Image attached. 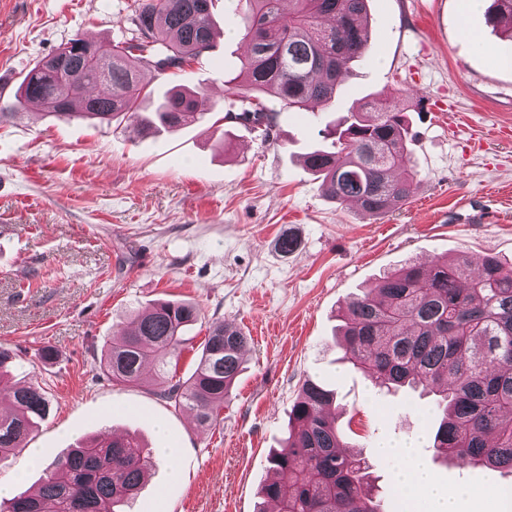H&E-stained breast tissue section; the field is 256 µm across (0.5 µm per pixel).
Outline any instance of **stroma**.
<instances>
[{"label":"stroma","mask_w":512,"mask_h":512,"mask_svg":"<svg viewBox=\"0 0 512 512\" xmlns=\"http://www.w3.org/2000/svg\"><path fill=\"white\" fill-rule=\"evenodd\" d=\"M131 2L0 0V102H13L28 71L70 39L130 37ZM462 4L369 0L371 39L335 103L278 108L266 142L225 120L219 95L203 119L155 138L28 106L0 123V347L16 356L12 382L51 399L23 446L0 459V482L36 489L78 442L113 431L137 438L153 461L131 512H255L274 475L269 453L313 380L335 393L343 438L369 464L383 512H406L395 483L402 462L381 453L385 444L417 442L448 487H512L499 471L435 459L430 396L374 387L342 361L336 338L342 306L406 261L466 251L512 264V37L488 22L492 0L468 14ZM231 7L215 0L220 35L188 85L239 72L247 48ZM377 92L418 107V187L401 209L369 217L328 200L300 158ZM286 235L298 242L287 255ZM158 300L201 311L182 336L178 376L192 373L211 323L248 338L210 430L159 397L155 366L134 386L98 367L134 312ZM46 345L53 360L41 357ZM163 446L178 458L160 455Z\"/></svg>","instance_id":"1"}]
</instances>
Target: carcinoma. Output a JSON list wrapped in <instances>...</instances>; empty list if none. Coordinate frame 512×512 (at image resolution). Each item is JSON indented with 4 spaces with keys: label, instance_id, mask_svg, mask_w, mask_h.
Listing matches in <instances>:
<instances>
[{
    "label": "carcinoma",
    "instance_id": "obj_1",
    "mask_svg": "<svg viewBox=\"0 0 512 512\" xmlns=\"http://www.w3.org/2000/svg\"><path fill=\"white\" fill-rule=\"evenodd\" d=\"M214 0H132L131 38L112 46L71 39L26 75L5 109L37 101L58 119L99 123L117 119L144 135L196 122L202 89L177 84L141 110L143 75H163L176 61L191 65L212 47ZM245 0L234 10L247 46L240 73L224 81L239 122L268 140L271 103L303 112L332 102L344 84L346 65L364 56L370 38L367 0ZM488 20L512 37V0H493ZM88 102L80 112L74 105ZM331 146L308 152L306 167L327 197L351 201L369 216L405 205L418 181L412 159L408 110L382 93L368 108L349 112L329 131ZM189 301H157L138 313L129 331L112 337L99 368L113 383L135 385L145 368L162 365L157 394L186 408L202 428L215 424L240 372L247 337L215 322L208 328L197 366L185 380L168 367L178 363L182 334L199 320ZM339 346L345 360L387 391L406 386L437 396L433 448L437 456L466 458L512 474V270L493 255L461 253L409 262L352 298L342 311ZM14 356L0 348V458L18 448L50 400L35 385L10 383ZM334 394L307 381L288 416V437L269 456L274 478L262 486L256 512L280 502L279 512H381L364 458L342 451ZM151 460L129 437H104L75 448L55 462L37 492L11 500L8 512H125Z\"/></svg>",
    "mask_w": 512,
    "mask_h": 512
}]
</instances>
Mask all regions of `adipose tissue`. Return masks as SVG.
<instances>
[{
    "label": "adipose tissue",
    "instance_id": "1",
    "mask_svg": "<svg viewBox=\"0 0 512 512\" xmlns=\"http://www.w3.org/2000/svg\"><path fill=\"white\" fill-rule=\"evenodd\" d=\"M387 453L400 458L402 467L397 483L403 492L416 501L425 503L427 512H463L462 506L480 498L481 493L468 488L447 489L425 471L415 460L411 444H392Z\"/></svg>",
    "mask_w": 512,
    "mask_h": 512
}]
</instances>
